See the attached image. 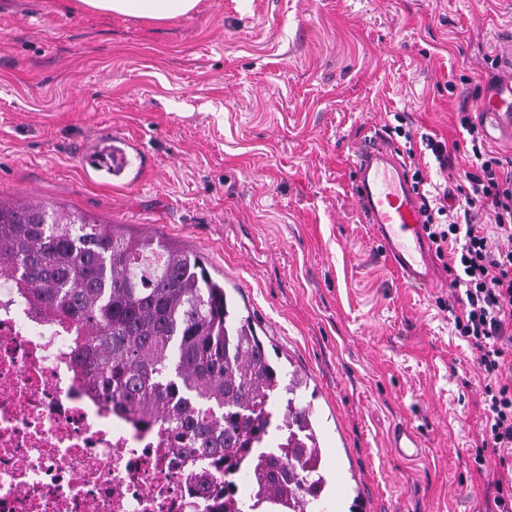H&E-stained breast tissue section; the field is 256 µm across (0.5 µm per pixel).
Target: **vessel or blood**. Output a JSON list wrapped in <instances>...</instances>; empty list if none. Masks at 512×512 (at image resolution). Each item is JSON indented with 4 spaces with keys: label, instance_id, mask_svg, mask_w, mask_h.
I'll use <instances>...</instances> for the list:
<instances>
[{
    "label": "vessel or blood",
    "instance_id": "b4317fda",
    "mask_svg": "<svg viewBox=\"0 0 512 512\" xmlns=\"http://www.w3.org/2000/svg\"><path fill=\"white\" fill-rule=\"evenodd\" d=\"M479 108L493 134L512 132V86L483 98ZM354 170L364 221L373 226L386 262L415 286H430L420 199L402 165L376 140L360 148ZM393 441L404 458L418 457L422 443L412 429L399 428Z\"/></svg>",
    "mask_w": 512,
    "mask_h": 512
}]
</instances>
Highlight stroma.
<instances>
[{
	"instance_id": "obj_1",
	"label": "stroma",
	"mask_w": 512,
	"mask_h": 512,
	"mask_svg": "<svg viewBox=\"0 0 512 512\" xmlns=\"http://www.w3.org/2000/svg\"><path fill=\"white\" fill-rule=\"evenodd\" d=\"M512 80V0H200L131 19L0 0V200L79 211L197 253L272 362L297 373L327 487L320 512H486L472 462L484 379L435 284L378 258L359 145L405 112L462 141L491 75ZM138 145L135 180L85 167ZM415 428L419 459L388 443Z\"/></svg>"
}]
</instances>
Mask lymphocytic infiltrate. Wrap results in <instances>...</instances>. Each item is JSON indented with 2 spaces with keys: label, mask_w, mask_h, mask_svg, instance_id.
Masks as SVG:
<instances>
[{
  "label": "lymphocytic infiltrate",
  "mask_w": 512,
  "mask_h": 512,
  "mask_svg": "<svg viewBox=\"0 0 512 512\" xmlns=\"http://www.w3.org/2000/svg\"><path fill=\"white\" fill-rule=\"evenodd\" d=\"M391 132L404 138V164L418 191L424 215L422 228L455 289V336L466 342L486 375L480 406L484 423L475 439L476 465L487 449H512V170L485 145L470 116L460 118L469 147L457 154L447 143L417 136L408 115L396 117ZM421 141L440 170H451L456 190L427 188V173L415 159L414 141Z\"/></svg>",
  "instance_id": "1"
}]
</instances>
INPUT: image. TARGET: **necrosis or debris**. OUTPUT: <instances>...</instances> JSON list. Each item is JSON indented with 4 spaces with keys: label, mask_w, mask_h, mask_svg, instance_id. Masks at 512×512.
Returning <instances> with one entry per match:
<instances>
[{
    "label": "necrosis or debris",
    "mask_w": 512,
    "mask_h": 512,
    "mask_svg": "<svg viewBox=\"0 0 512 512\" xmlns=\"http://www.w3.org/2000/svg\"><path fill=\"white\" fill-rule=\"evenodd\" d=\"M191 472L94 397L69 334L0 280V512H205Z\"/></svg>",
    "instance_id": "necrosis-or-debris-1"
}]
</instances>
